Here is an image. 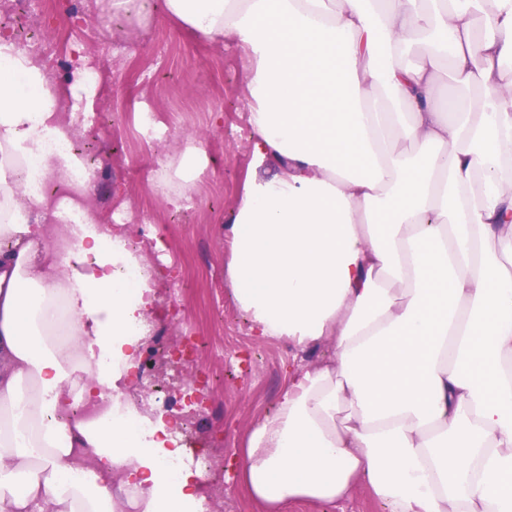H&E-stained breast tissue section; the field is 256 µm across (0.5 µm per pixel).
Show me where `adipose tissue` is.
I'll list each match as a JSON object with an SVG mask.
<instances>
[{"label": "adipose tissue", "instance_id": "obj_1", "mask_svg": "<svg viewBox=\"0 0 512 512\" xmlns=\"http://www.w3.org/2000/svg\"><path fill=\"white\" fill-rule=\"evenodd\" d=\"M431 2L165 0L240 54L253 163L279 166L246 180L224 229L234 299L254 336L333 346L289 370L237 460L268 512L361 482L386 512H512V0L480 27L461 0ZM0 59V512H192L197 485L151 454L165 423L110 417L135 410L133 324L153 300L117 271L140 258L92 207L25 202L26 160H81L45 148L72 130L42 62L5 34ZM443 69L479 103L441 95ZM205 164L195 144L172 159L170 209ZM88 390L111 412L57 419Z\"/></svg>", "mask_w": 512, "mask_h": 512}]
</instances>
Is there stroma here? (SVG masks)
Instances as JSON below:
<instances>
[{
  "label": "stroma",
  "mask_w": 512,
  "mask_h": 512,
  "mask_svg": "<svg viewBox=\"0 0 512 512\" xmlns=\"http://www.w3.org/2000/svg\"><path fill=\"white\" fill-rule=\"evenodd\" d=\"M144 12L147 24L138 27L122 16L103 23L64 7H42L40 0H19L0 9V32L45 29L67 36V43L46 46L41 61L49 68L68 46L100 60L103 82L85 106L89 114L108 108L112 115L109 128L94 124L86 132L87 151L99 170L89 201L106 216L114 198L134 199L180 257L172 275L184 282V327L224 354L220 366L210 356L199 362L214 373L212 402L191 424L189 441L192 451L229 460L240 456L250 431L272 415L296 361L287 342L251 336L224 278L231 253L225 219L251 173L268 179L277 169L250 166V94L235 49L198 39L166 17L162 0H150ZM145 112L167 124L165 142L146 137ZM191 140L201 143L208 164L189 192L195 205L170 211L154 177Z\"/></svg>",
  "instance_id": "stroma-1"
}]
</instances>
